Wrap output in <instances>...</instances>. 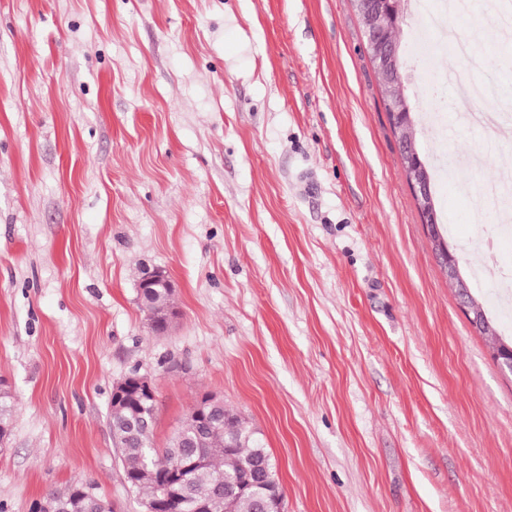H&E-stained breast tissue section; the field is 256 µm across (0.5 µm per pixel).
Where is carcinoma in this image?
<instances>
[{
  "label": "carcinoma",
  "mask_w": 512,
  "mask_h": 512,
  "mask_svg": "<svg viewBox=\"0 0 512 512\" xmlns=\"http://www.w3.org/2000/svg\"><path fill=\"white\" fill-rule=\"evenodd\" d=\"M146 292L151 310L175 308L171 288L155 285ZM149 405L150 401L132 393L125 403L111 409V431L127 436L122 447V464L131 489L147 500L159 496L165 484L171 482L175 457L180 452L198 463L187 472V496L170 497L172 512H191L193 505L224 493L226 487L236 490L227 504V512H255L256 496L249 487L275 478L270 455L256 432L248 429L236 413L223 407L202 428L192 420H183L160 454L153 448L154 418L144 412ZM12 412L10 395L3 391L0 439L9 431ZM45 501L50 505V512H113L108 502L84 485L51 493Z\"/></svg>",
  "instance_id": "obj_1"
}]
</instances>
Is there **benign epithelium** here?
<instances>
[{
  "label": "benign epithelium",
  "instance_id": "1",
  "mask_svg": "<svg viewBox=\"0 0 512 512\" xmlns=\"http://www.w3.org/2000/svg\"><path fill=\"white\" fill-rule=\"evenodd\" d=\"M401 6L402 2L400 0H380V7L378 8L373 6L371 0H358L361 21L371 31L369 48L377 63L381 89L396 129H400L407 124L410 106L405 85L395 83L399 63L397 48L383 39V31L392 23L395 15L401 11ZM399 146L402 149L403 167L418 197V211L421 221L424 224H432L435 222V213L429 201L427 173L420 163L413 141L404 139L399 143ZM435 249L441 266L448 276V281L472 314L471 322L477 328H484V318L473 300L470 288L457 272L456 257L445 245L437 243ZM176 318L177 315L175 314L161 318L150 313L148 314V328L151 332L161 335L168 331ZM133 388L148 397H155L150 378L134 371L113 385L111 400L119 401L123 399L126 393ZM256 496L260 499L258 512H282V498L270 495L267 492L266 485L262 484L257 487Z\"/></svg>",
  "mask_w": 512,
  "mask_h": 512
}]
</instances>
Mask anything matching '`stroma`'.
<instances>
[{
  "label": "stroma",
  "instance_id": "stroma-1",
  "mask_svg": "<svg viewBox=\"0 0 512 512\" xmlns=\"http://www.w3.org/2000/svg\"><path fill=\"white\" fill-rule=\"evenodd\" d=\"M439 137L512 165V129ZM434 191L452 246L494 228ZM134 370L155 448L214 395L283 512H512V373L441 271L352 0H0V512L86 484L144 512L109 425ZM157 281H163L171 286L168 277L162 271L150 270L148 278L138 285L140 301L142 300L143 289L146 288L148 305L151 310L161 311L166 308L175 309L176 304L171 288L156 284L153 288H150L149 282L154 284ZM133 388L146 394V397L155 398L150 378L134 371L113 385L111 397L112 402L123 399L126 393Z\"/></svg>",
  "mask_w": 512,
  "mask_h": 512
}]
</instances>
